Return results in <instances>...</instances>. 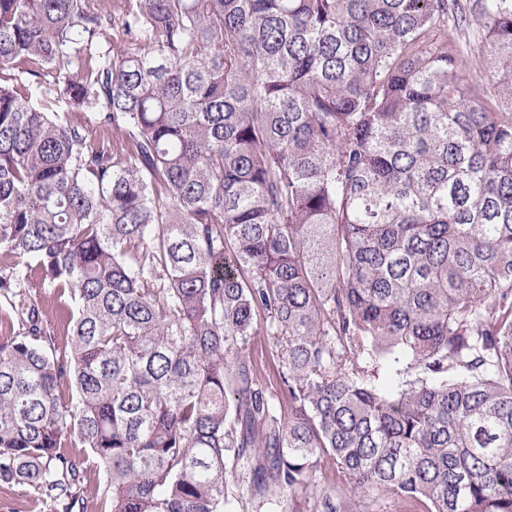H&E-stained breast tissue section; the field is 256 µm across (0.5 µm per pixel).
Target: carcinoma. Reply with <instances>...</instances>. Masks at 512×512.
Wrapping results in <instances>:
<instances>
[{"instance_id": "carcinoma-1", "label": "carcinoma", "mask_w": 512, "mask_h": 512, "mask_svg": "<svg viewBox=\"0 0 512 512\" xmlns=\"http://www.w3.org/2000/svg\"><path fill=\"white\" fill-rule=\"evenodd\" d=\"M0 265V489L512 512V0H0ZM477 31L474 24L471 29L465 30L466 38L463 40V43L467 45L469 59L466 69L462 72V76L483 84L491 92L492 82L488 72L485 52L482 49ZM24 288L32 300H39L44 309H51L54 303V299H52L53 291L43 285L37 273H28ZM252 354L258 363L263 374V383L268 391L278 394L279 378L274 361L268 346L267 336H263V328L260 329V336H256L252 347ZM330 471V465L322 463L321 467L310 475L306 487L290 497L287 493V497L284 498L285 512H315L317 490L326 485ZM336 499L346 512H402L401 504L390 498H359L349 485L336 482Z\"/></svg>"}]
</instances>
